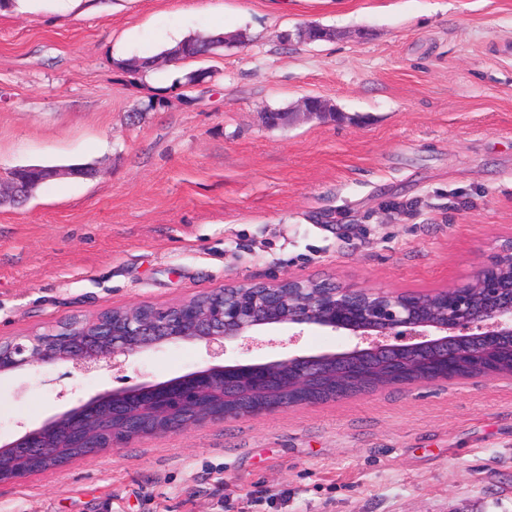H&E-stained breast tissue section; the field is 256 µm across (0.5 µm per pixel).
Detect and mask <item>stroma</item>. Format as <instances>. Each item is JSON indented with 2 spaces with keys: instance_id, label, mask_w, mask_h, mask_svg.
Wrapping results in <instances>:
<instances>
[{
  "instance_id": "stroma-1",
  "label": "stroma",
  "mask_w": 512,
  "mask_h": 512,
  "mask_svg": "<svg viewBox=\"0 0 512 512\" xmlns=\"http://www.w3.org/2000/svg\"><path fill=\"white\" fill-rule=\"evenodd\" d=\"M315 22L314 43L280 35ZM245 43L119 62L216 29ZM209 82L187 88L196 68ZM167 104L143 105L157 91ZM327 100L345 120L269 128ZM0 339L283 278L401 293L472 283L512 241V0H14L0 10ZM221 364L352 349L285 328ZM163 344L0 375V442L96 395L212 365ZM0 512H512V376L390 385L150 433L0 484ZM298 116L319 119L333 118V120H345L343 112H339L332 105L320 98L307 97L290 112H261L262 123L265 126H287ZM59 169L47 168H17L11 172L9 181L5 184L0 180V202L4 195L13 201H26L30 195L31 186L60 175Z\"/></svg>"
}]
</instances>
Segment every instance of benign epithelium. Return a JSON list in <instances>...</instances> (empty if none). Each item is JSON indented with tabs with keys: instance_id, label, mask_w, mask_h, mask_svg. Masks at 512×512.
Returning a JSON list of instances; mask_svg holds the SVG:
<instances>
[{
	"instance_id": "benign-epithelium-1",
	"label": "benign epithelium",
	"mask_w": 512,
	"mask_h": 512,
	"mask_svg": "<svg viewBox=\"0 0 512 512\" xmlns=\"http://www.w3.org/2000/svg\"><path fill=\"white\" fill-rule=\"evenodd\" d=\"M345 120L347 116L320 98L307 97L290 112H261L265 126H287L295 118ZM60 174L58 169L17 168L9 181H0V201L7 196L25 201L31 186ZM512 265V247L493 257L476 276L483 302H475L471 286L440 289V309L426 315L414 302L398 294L366 288L326 284L313 291L303 280L242 284L207 294L204 308L188 299L172 307L146 312L140 304L121 310L118 326L93 315L95 322L80 330L50 336H18L0 342V374L26 365L72 362L91 368L122 359L162 343L200 341L226 351V343L242 341L246 350L260 345L254 333L263 326L318 328L369 342L349 351L288 356L265 363L213 365L175 380L98 395L58 418L0 445V459L23 456L30 463L53 457L58 450L76 448L89 454L112 448L152 432H176L229 418L275 414L309 404L312 384L333 374V396L347 394V386H366L373 370H389L390 385H409L407 366H423L422 383L457 380L466 362L482 366L478 379L499 376L502 355L512 357V277L499 269ZM108 417L106 438L88 432V424Z\"/></svg>"
}]
</instances>
